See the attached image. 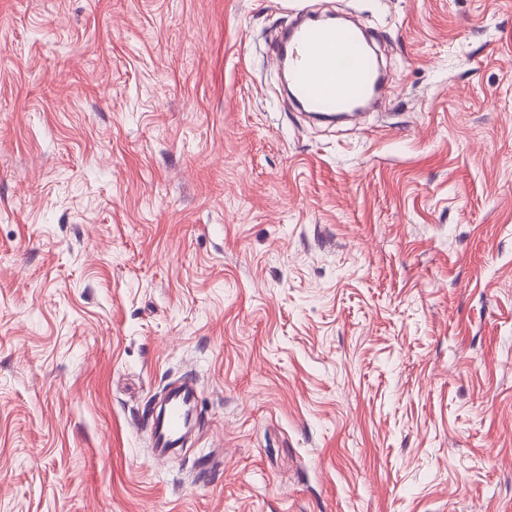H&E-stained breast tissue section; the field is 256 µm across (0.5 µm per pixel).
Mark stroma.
I'll list each match as a JSON object with an SVG mask.
<instances>
[{
  "label": "stroma",
  "instance_id": "stroma-1",
  "mask_svg": "<svg viewBox=\"0 0 512 512\" xmlns=\"http://www.w3.org/2000/svg\"><path fill=\"white\" fill-rule=\"evenodd\" d=\"M320 3L356 121L267 63ZM0 512H512V0H0ZM197 404L198 396L191 379L185 378L166 391L161 410L152 416L148 428L156 460L167 461L176 455L178 447L198 422Z\"/></svg>",
  "mask_w": 512,
  "mask_h": 512
}]
</instances>
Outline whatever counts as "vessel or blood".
<instances>
[{
  "label": "vessel or blood",
  "mask_w": 512,
  "mask_h": 512,
  "mask_svg": "<svg viewBox=\"0 0 512 512\" xmlns=\"http://www.w3.org/2000/svg\"><path fill=\"white\" fill-rule=\"evenodd\" d=\"M268 58L271 67L287 69L295 98L317 113L354 111L360 102L378 96L385 80L380 63L368 55L364 38L329 21L295 26L284 41L271 46ZM197 404L191 379L166 391L148 428L156 460L176 455L198 422Z\"/></svg>",
  "instance_id": "vessel-or-blood-1"
}]
</instances>
